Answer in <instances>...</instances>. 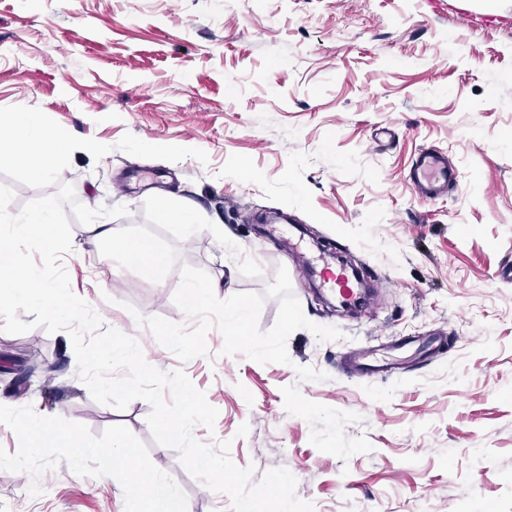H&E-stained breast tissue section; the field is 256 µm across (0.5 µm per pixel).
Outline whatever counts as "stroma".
I'll list each match as a JSON object with an SVG mask.
<instances>
[{"instance_id":"obj_1","label":"stroma","mask_w":512,"mask_h":512,"mask_svg":"<svg viewBox=\"0 0 512 512\" xmlns=\"http://www.w3.org/2000/svg\"><path fill=\"white\" fill-rule=\"evenodd\" d=\"M36 106L67 131L112 145L74 150L60 179L90 208L123 205L120 233L155 239L165 266L113 262L110 240L72 226L71 287L146 360L184 369L217 409L202 442L256 473L287 468L315 512H512V0H0V107ZM199 148L207 162L131 156L124 133ZM459 176L420 199L409 171L423 149ZM199 215L191 238L162 206ZM359 265L378 288L356 315L319 302L303 268ZM220 291L264 293L288 270L305 316L339 328L287 339L289 363L209 354L187 363L135 314L185 318L181 264ZM443 335L421 361L400 340ZM397 363L341 371L364 349ZM312 366L323 381L299 380ZM0 404L121 424L187 495L190 512H231L155 442L149 405L93 400L66 332H0ZM0 471V512H125L120 483L67 464Z\"/></svg>"}]
</instances>
